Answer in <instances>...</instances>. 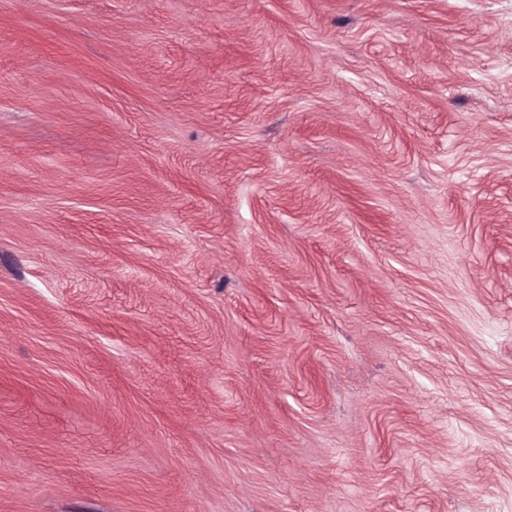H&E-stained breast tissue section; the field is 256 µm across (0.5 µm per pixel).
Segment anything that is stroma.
<instances>
[{"mask_svg":"<svg viewBox=\"0 0 512 512\" xmlns=\"http://www.w3.org/2000/svg\"><path fill=\"white\" fill-rule=\"evenodd\" d=\"M0 512H512V0H0Z\"/></svg>","mask_w":512,"mask_h":512,"instance_id":"1","label":"stroma"}]
</instances>
